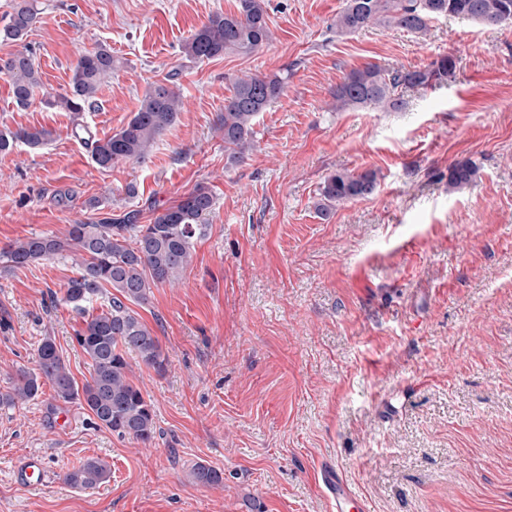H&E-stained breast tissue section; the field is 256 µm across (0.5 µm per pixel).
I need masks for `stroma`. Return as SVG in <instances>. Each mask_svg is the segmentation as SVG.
<instances>
[{"instance_id": "stroma-1", "label": "stroma", "mask_w": 512, "mask_h": 512, "mask_svg": "<svg viewBox=\"0 0 512 512\" xmlns=\"http://www.w3.org/2000/svg\"><path fill=\"white\" fill-rule=\"evenodd\" d=\"M236 3L37 0L25 43L44 91L64 92L96 46L116 61L81 114L18 106L0 74V130L52 133L0 153V248L131 210L148 224L199 184L215 197L191 264L136 308L168 356L159 373L126 355L153 406L152 443L95 427L43 383L0 407V512H329L323 462L365 512H512V26L441 17L422 33L339 36L345 0H268L267 49L182 58L183 40ZM448 54L454 79L403 90L401 111L329 109L352 70ZM283 73L253 150L229 161L219 119L233 80ZM171 74L178 121L145 162L100 169L72 125L112 135ZM465 160L474 181L449 191ZM340 170L376 171L378 188L321 217L322 183ZM76 270L69 255L0 268V390L35 368L47 336L77 383L89 379L83 318L62 300ZM32 453L49 480L23 488L14 469ZM97 457L107 482H64ZM198 463L222 483H195Z\"/></svg>"}]
</instances>
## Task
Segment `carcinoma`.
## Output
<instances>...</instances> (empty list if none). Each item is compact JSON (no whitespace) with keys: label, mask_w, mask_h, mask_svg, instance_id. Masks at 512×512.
Segmentation results:
<instances>
[{"label":"carcinoma","mask_w":512,"mask_h":512,"mask_svg":"<svg viewBox=\"0 0 512 512\" xmlns=\"http://www.w3.org/2000/svg\"><path fill=\"white\" fill-rule=\"evenodd\" d=\"M440 16L463 17L488 25L512 23V0H346L336 14V34L347 35L377 25L423 32L429 21ZM34 0H14L8 23L0 29V41L23 40L37 23ZM266 0H238L237 11L217 13L180 45L188 61L219 58L228 54L253 55L271 41ZM112 52L103 46L78 59L64 93L43 98L46 106L80 113L92 108L103 79L112 73ZM456 61L444 55L419 70H385L376 65L355 69L336 87L331 109L373 108L399 111L404 101L402 88L441 84L455 77ZM0 73L12 83L15 102L27 106L41 87L33 54L25 48L0 59ZM284 88V77L254 75L233 82L232 94L224 103V150L237 161L253 146V121L276 100ZM181 93L171 74L165 82L151 85L133 116L103 139L81 123L70 135L91 146L94 163L110 169L120 163L144 161L156 138L172 126L181 111ZM52 132L0 133V152L10 151L21 140L36 147L48 141ZM477 168L470 161L448 168V190L470 184ZM378 187V174L367 170L336 171L320 188L316 209L327 218L339 205L367 198ZM215 198L209 187L196 186L155 217L150 224L138 223L139 212L131 210L112 223L81 222L68 225L65 233L34 235L0 249V263L6 269L25 267L65 252L76 253L77 275L64 288L63 300L83 315V327L75 340L92 361L90 380L78 384L65 365L54 339L43 338L37 352L36 368L20 369L12 378L11 391L0 393V405H12L37 396L41 382L49 381L56 397L84 403L96 425L120 437L146 445L156 434L154 411L141 389L129 377L125 354L138 353L141 361L160 372L168 363L158 337L130 308L148 300L152 288L180 278L192 260L193 241L208 229ZM107 297V310L87 313L85 304L98 296ZM110 468L100 458H89L65 474L74 487H92L106 482ZM196 483L214 486L222 474L202 463L192 470Z\"/></svg>","instance_id":"obj_1"}]
</instances>
